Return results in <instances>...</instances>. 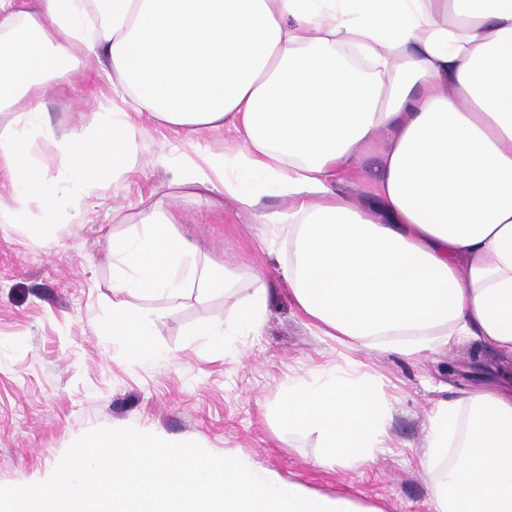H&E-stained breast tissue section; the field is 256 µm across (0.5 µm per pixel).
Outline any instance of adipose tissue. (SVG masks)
<instances>
[{
    "mask_svg": "<svg viewBox=\"0 0 512 512\" xmlns=\"http://www.w3.org/2000/svg\"><path fill=\"white\" fill-rule=\"evenodd\" d=\"M106 59L122 105L82 130L45 119L44 77ZM0 220L43 228L85 208L137 161L149 115L236 146L193 162L194 185L234 198L287 237L288 286L308 326L417 357L470 337L512 360V0H0ZM67 159L49 181L37 143ZM378 154L377 176L361 160ZM287 199L262 202L264 184ZM371 194L358 207L349 191ZM173 214L113 239L112 316L100 333L135 362L155 357L133 300L225 288ZM391 400L358 369L288 380L282 430L315 432L323 460L362 465L387 435ZM461 450L448 467V437ZM420 466L435 512H512V392L476 386L440 403Z\"/></svg>",
    "mask_w": 512,
    "mask_h": 512,
    "instance_id": "1",
    "label": "adipose tissue"
}]
</instances>
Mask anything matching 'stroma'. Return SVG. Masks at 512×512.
Instances as JSON below:
<instances>
[{"label":"stroma","mask_w":512,"mask_h":512,"mask_svg":"<svg viewBox=\"0 0 512 512\" xmlns=\"http://www.w3.org/2000/svg\"><path fill=\"white\" fill-rule=\"evenodd\" d=\"M52 125L81 129L100 103L117 98L106 64L80 68L71 82L42 86ZM135 169L96 192L85 209L47 232L0 223V485L48 479L69 446L99 427H134L193 441L283 480L333 495L346 492L380 512H435L432 478L419 457L434 407L486 382L512 384V360L472 339L416 358L381 340L360 344L321 335L302 318L288 286L284 249H267L260 225L232 198L206 203L178 186L182 155L223 150L236 135L194 137L139 117ZM175 212L176 230L204 260L226 264V293L192 289L172 300L146 297L135 307L152 323L157 357L132 362L121 339L99 327L112 313L110 236H123L144 212ZM264 286L267 315L259 333L236 320L251 288ZM227 330L215 349L205 326ZM368 365L395 402L385 446L359 466H324L314 433H279L272 418L287 378L320 366Z\"/></svg>","instance_id":"obj_1"}]
</instances>
